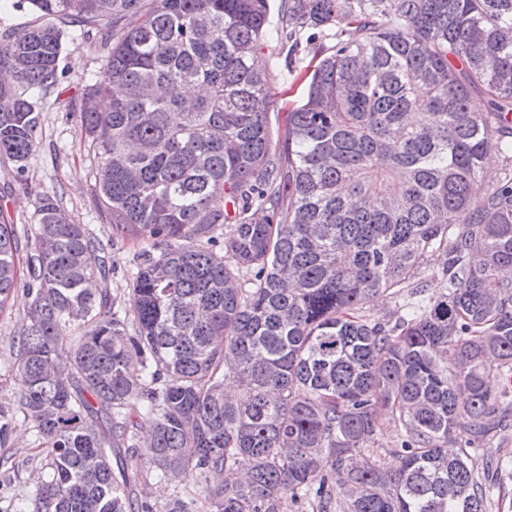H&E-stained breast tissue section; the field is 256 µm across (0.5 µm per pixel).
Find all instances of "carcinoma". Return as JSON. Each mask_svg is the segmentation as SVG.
Instances as JSON below:
<instances>
[{
  "label": "carcinoma",
  "mask_w": 512,
  "mask_h": 512,
  "mask_svg": "<svg viewBox=\"0 0 512 512\" xmlns=\"http://www.w3.org/2000/svg\"><path fill=\"white\" fill-rule=\"evenodd\" d=\"M144 2L15 0L44 22L0 43L30 90L0 85V157L23 173L62 77L57 22L100 34L81 124L98 206L141 244L122 302L49 194L25 245L0 223V305L22 247L29 299L0 481L47 474L21 512H488L496 481L468 449L512 368V0H280L275 28L272 0ZM311 28L336 44L312 51L276 146L265 52L297 56ZM492 150L502 176L477 203ZM387 291L399 314L367 318ZM18 414L37 462L9 454ZM383 416L402 428L390 470L364 454ZM188 466L197 497L142 489Z\"/></svg>",
  "instance_id": "carcinoma-1"
}]
</instances>
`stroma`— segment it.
<instances>
[{
	"mask_svg": "<svg viewBox=\"0 0 512 512\" xmlns=\"http://www.w3.org/2000/svg\"><path fill=\"white\" fill-rule=\"evenodd\" d=\"M103 49L98 36L82 35L73 26L64 29L59 85L48 95L38 147L29 161L27 175L34 190L24 193L13 162L0 159V215L11 224L16 236L33 233L40 193L57 198L71 223L85 225L98 241L88 260L92 265L124 266L140 249L137 241L116 239L95 199L94 161L82 133L80 100L87 85L101 76ZM270 93L275 101L268 114L271 132H281L289 106L300 100L305 84L288 71L284 56L268 51ZM27 298L16 286L10 299L0 306V399L9 400L14 390V351L9 335L20 325ZM512 460V416L472 449L471 459L478 477H486V463L493 457Z\"/></svg>",
	"mask_w": 512,
	"mask_h": 512,
	"instance_id": "obj_1",
	"label": "stroma"
}]
</instances>
